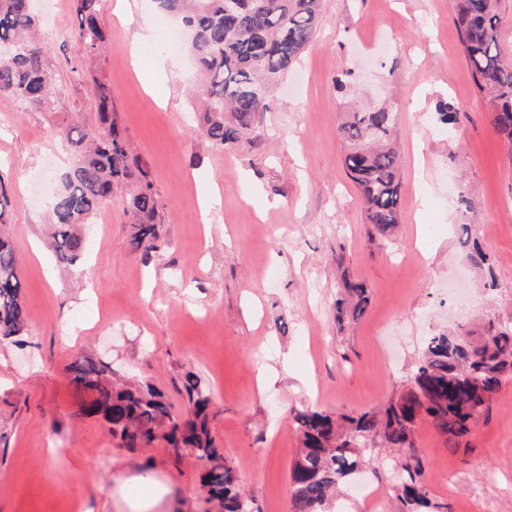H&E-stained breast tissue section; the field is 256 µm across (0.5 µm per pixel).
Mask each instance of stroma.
<instances>
[{
    "instance_id": "35a3bbf8",
    "label": "stroma",
    "mask_w": 512,
    "mask_h": 512,
    "mask_svg": "<svg viewBox=\"0 0 512 512\" xmlns=\"http://www.w3.org/2000/svg\"><path fill=\"white\" fill-rule=\"evenodd\" d=\"M130 2L152 43H135L115 0H101L110 39L97 67L163 203L164 247L150 261L130 245L121 193L91 224L80 265L62 268L46 244V199L30 180L55 187L72 162L59 129L97 124L93 82L74 70L71 0L35 2L59 82L53 111L0 95V179L14 203L28 326L21 343L0 342V512H131L154 494L151 512H216L193 456L161 443L123 448L105 423L78 415L70 367L84 359L156 385L176 416L186 411L184 376L195 373L254 512H289L299 448L291 410L383 406L404 389L427 336L478 333L488 319L512 326V162L475 87L452 0H323L314 39L271 91L261 138L224 151L196 120L186 54L155 49L165 35L153 0ZM355 100L396 112L400 222L384 239L342 164L338 126ZM443 105L458 114L455 133L435 119ZM214 185L218 211L204 224L198 200ZM468 239L491 273L463 263ZM345 275L366 285L369 304L340 324ZM415 446L443 512H483L489 499L512 512V379L460 444L421 421ZM386 454L370 456L375 500L343 501L344 512H408Z\"/></svg>"
}]
</instances>
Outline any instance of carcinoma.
<instances>
[{
    "instance_id": "carcinoma-1",
    "label": "carcinoma",
    "mask_w": 512,
    "mask_h": 512,
    "mask_svg": "<svg viewBox=\"0 0 512 512\" xmlns=\"http://www.w3.org/2000/svg\"><path fill=\"white\" fill-rule=\"evenodd\" d=\"M99 0H73L78 26L74 43L83 61L96 59L108 40ZM158 9L179 16L187 31L186 49L202 84L198 123L211 146L234 148L253 142L269 111L268 88L288 74L312 42L321 0H250L235 16L224 15L225 0H155ZM502 0H454V23L474 84L487 99L491 123L512 160V58L501 44ZM31 0H0V94L39 112L52 110L59 93L49 67ZM98 127L66 140L76 160L49 196L51 248L69 266L82 262L89 224L105 201L129 188L128 207L135 222L130 244L145 261L161 248L163 208L140 158L132 155L112 117V97L94 79ZM395 115L388 107H356L339 127L346 150L343 164L365 203L367 223L380 235L399 223L400 159L391 146ZM10 197L0 182V339L23 336L27 322L21 301L19 259L6 231ZM369 303L367 288L343 279L337 319L357 320ZM80 394L78 414L102 419L120 445L135 451L164 443L176 455L191 453L203 462L201 486L220 512H253L234 467L216 442V416L210 390L192 372L183 389L187 412L172 415L156 386L114 383L91 361L72 366ZM512 378V329L490 320L483 333L438 332L426 338L421 359L403 392L378 410L339 413L298 410L292 421L302 448L290 470L291 512H327L337 493L368 473L370 443L401 453L395 462V488L410 512L430 507L414 431L431 423L459 445L489 409L501 383Z\"/></svg>"
}]
</instances>
